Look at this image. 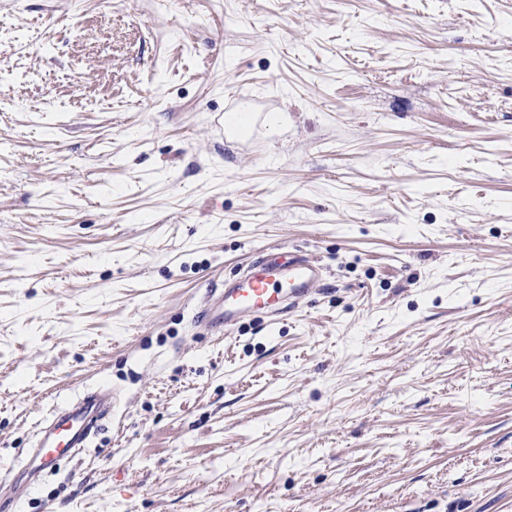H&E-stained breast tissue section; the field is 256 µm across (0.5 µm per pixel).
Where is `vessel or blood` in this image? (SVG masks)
<instances>
[{
	"label": "vessel or blood",
	"mask_w": 512,
	"mask_h": 512,
	"mask_svg": "<svg viewBox=\"0 0 512 512\" xmlns=\"http://www.w3.org/2000/svg\"><path fill=\"white\" fill-rule=\"evenodd\" d=\"M319 280L320 266L316 261L287 253L281 245L276 253L254 262L237 284L211 289L206 306L196 313L195 319L221 331L232 328L252 311L275 315L294 305ZM115 398V392L103 386L55 409L34 457V470H52L61 457L85 448L99 421L110 413Z\"/></svg>",
	"instance_id": "b4317fda"
}]
</instances>
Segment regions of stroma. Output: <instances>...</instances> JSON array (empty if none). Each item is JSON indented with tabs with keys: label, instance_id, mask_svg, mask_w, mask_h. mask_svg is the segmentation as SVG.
Instances as JSON below:
<instances>
[{
	"label": "stroma",
	"instance_id": "1",
	"mask_svg": "<svg viewBox=\"0 0 512 512\" xmlns=\"http://www.w3.org/2000/svg\"><path fill=\"white\" fill-rule=\"evenodd\" d=\"M0 512H512V0H0ZM268 258L258 259L247 274L228 287L212 288L205 304L194 316L220 331L228 330L252 311L279 314L305 296L320 281L316 261L287 251L285 245L275 248ZM288 252V259L278 255ZM116 392L107 386L80 400L55 409L44 431L33 461V469L42 473L56 467L61 457L85 448L99 421L111 411Z\"/></svg>",
	"mask_w": 512,
	"mask_h": 512
}]
</instances>
